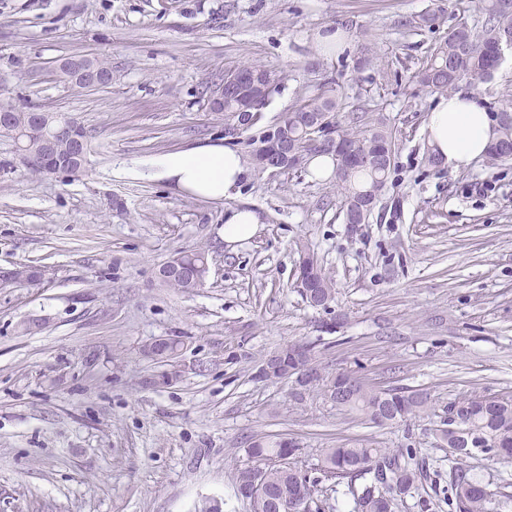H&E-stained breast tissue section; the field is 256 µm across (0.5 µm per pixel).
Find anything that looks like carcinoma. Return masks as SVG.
Masks as SVG:
<instances>
[{
  "instance_id": "carcinoma-1",
  "label": "carcinoma",
  "mask_w": 512,
  "mask_h": 512,
  "mask_svg": "<svg viewBox=\"0 0 512 512\" xmlns=\"http://www.w3.org/2000/svg\"><path fill=\"white\" fill-rule=\"evenodd\" d=\"M480 29L458 26L448 31L443 41L435 46L427 60L415 72L416 81L440 93L457 90L464 79L490 77L500 65L504 51L512 50V0H482ZM260 76L269 75L271 85L278 86L283 75L259 65H241L233 68ZM247 95L224 105L227 129L244 131L251 128L253 116L244 111ZM344 111V122L335 121V114ZM357 108L349 105L328 84L301 98L284 116L283 126L288 135L296 137L298 156L288 163V170H306L311 157L330 154L335 168L332 180L341 196L339 214L348 223V207L358 197L370 193L381 194L391 169L389 158L395 154L392 133L383 122L370 129L359 127L353 116ZM322 114L326 127L302 133L305 118ZM499 136L486 153L487 161L496 165L512 158V109L501 110L496 116ZM187 274L162 282L166 288L189 293L196 288L190 272L205 259V250L177 253ZM298 280L321 298L333 303L336 288L333 279L323 272L315 253L303 247L300 250ZM296 345L287 344L264 357L277 360L288 368L296 366L293 353ZM316 377L307 391L328 394L347 374L335 377L314 364ZM344 410H355L366 417L379 416V424L406 422L424 416L429 411L428 398L417 390L404 387L381 389L360 385L356 393L336 403ZM458 421L456 428L469 440V447L451 453L455 464L448 468V512H498L505 502L480 484L465 468L463 461L479 454L499 460H512V398L469 397L456 399L446 407ZM300 448L292 445L280 448L263 439L251 442L246 453L259 466V473L267 487L286 499L294 488H299L307 502V512H328L334 509L331 497L323 495V484L333 494L351 498L352 512H402L412 506L419 512H430L432 502L419 493L425 480L423 468L415 463L417 450L406 448H376L368 444H342L325 448L320 464L310 470L298 466ZM413 504H408V499Z\"/></svg>"
}]
</instances>
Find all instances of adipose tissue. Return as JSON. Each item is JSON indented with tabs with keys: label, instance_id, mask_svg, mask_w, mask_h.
I'll return each instance as SVG.
<instances>
[{
	"label": "adipose tissue",
	"instance_id": "1",
	"mask_svg": "<svg viewBox=\"0 0 512 512\" xmlns=\"http://www.w3.org/2000/svg\"><path fill=\"white\" fill-rule=\"evenodd\" d=\"M497 129L480 99L459 90L436 100L422 133L439 159L460 168L485 154ZM246 174L241 153L219 142L159 155L142 172L143 177L163 181L179 193L212 202L231 195Z\"/></svg>",
	"mask_w": 512,
	"mask_h": 512
}]
</instances>
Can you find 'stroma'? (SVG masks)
<instances>
[{
    "mask_svg": "<svg viewBox=\"0 0 512 512\" xmlns=\"http://www.w3.org/2000/svg\"><path fill=\"white\" fill-rule=\"evenodd\" d=\"M481 18L479 0H0V104L72 116L91 141L83 173L35 175L0 133V271H46L42 287H0V512H194L204 497L247 512L233 477L259 438L292 439L309 467L344 443L411 442L447 470L435 431L448 402L512 396V160L429 165L421 129L438 94L413 74ZM345 20L344 45L324 55L315 33ZM364 42L377 58L360 69ZM83 54L111 60V85L59 76ZM244 64L286 75L260 126L323 82L364 106L365 125L385 118L395 159L368 223H342L335 187L305 172L250 170L221 202L140 175L194 142L249 155L207 106L216 74ZM468 88L490 113L512 107V62ZM243 204L262 222L232 246L224 216ZM303 245L336 284L332 311L293 287ZM199 248L204 284L161 286L160 266ZM172 336L179 376L149 386L165 367L143 348ZM295 342L314 343L330 375L427 392L430 414L378 426L257 380L264 356Z\"/></svg>",
    "mask_w": 512,
    "mask_h": 512,
    "instance_id": "35a3bbf8",
    "label": "stroma"
}]
</instances>
